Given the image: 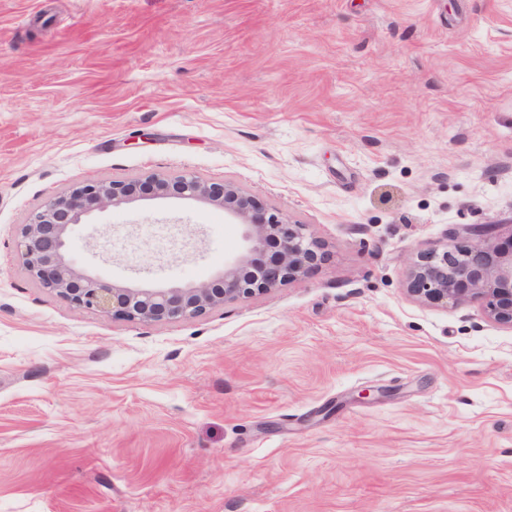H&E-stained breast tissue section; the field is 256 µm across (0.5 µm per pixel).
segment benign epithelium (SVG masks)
Segmentation results:
<instances>
[{
  "instance_id": "7a95c632",
  "label": "benign epithelium",
  "mask_w": 512,
  "mask_h": 512,
  "mask_svg": "<svg viewBox=\"0 0 512 512\" xmlns=\"http://www.w3.org/2000/svg\"><path fill=\"white\" fill-rule=\"evenodd\" d=\"M164 196L221 208L241 226L240 251L209 280L161 287L106 283L73 255V233L92 212ZM469 233L467 241L421 253L407 291L438 307L479 305L491 323L512 330V245L498 241L492 224H476ZM16 248L29 278L46 292L75 308L141 324L194 319L266 294L300 279L324 258L305 225L290 223L234 183L190 174L86 180L33 212L20 225Z\"/></svg>"
}]
</instances>
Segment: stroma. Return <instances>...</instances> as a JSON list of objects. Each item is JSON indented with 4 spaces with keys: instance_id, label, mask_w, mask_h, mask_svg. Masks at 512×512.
<instances>
[{
    "instance_id": "stroma-1",
    "label": "stroma",
    "mask_w": 512,
    "mask_h": 512,
    "mask_svg": "<svg viewBox=\"0 0 512 512\" xmlns=\"http://www.w3.org/2000/svg\"><path fill=\"white\" fill-rule=\"evenodd\" d=\"M186 172L324 261L152 325L27 276L47 200ZM90 221L120 284L241 244L174 198ZM474 224L512 238V0H0V512H512V330L406 291Z\"/></svg>"
}]
</instances>
